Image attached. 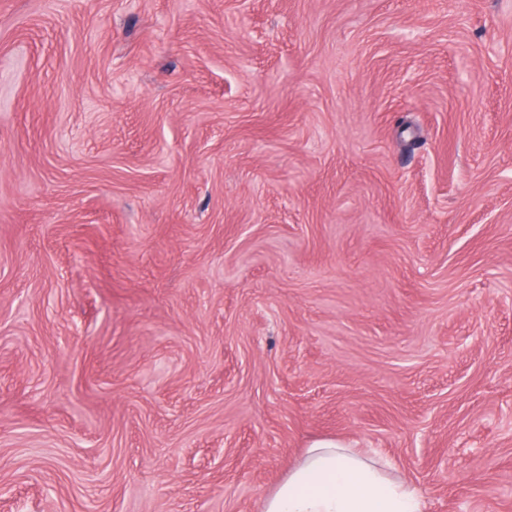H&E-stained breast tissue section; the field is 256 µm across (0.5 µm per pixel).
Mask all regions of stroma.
<instances>
[{
	"label": "stroma",
	"mask_w": 512,
	"mask_h": 512,
	"mask_svg": "<svg viewBox=\"0 0 512 512\" xmlns=\"http://www.w3.org/2000/svg\"><path fill=\"white\" fill-rule=\"evenodd\" d=\"M502 293L512 0H0V512H512ZM261 512H424L420 493L391 479L363 453L331 441L302 461L265 498Z\"/></svg>",
	"instance_id": "stroma-1"
}]
</instances>
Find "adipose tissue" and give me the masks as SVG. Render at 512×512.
<instances>
[{"label": "adipose tissue", "mask_w": 512, "mask_h": 512, "mask_svg": "<svg viewBox=\"0 0 512 512\" xmlns=\"http://www.w3.org/2000/svg\"><path fill=\"white\" fill-rule=\"evenodd\" d=\"M262 512H424V501L363 453L326 441L308 448Z\"/></svg>", "instance_id": "obj_1"}]
</instances>
